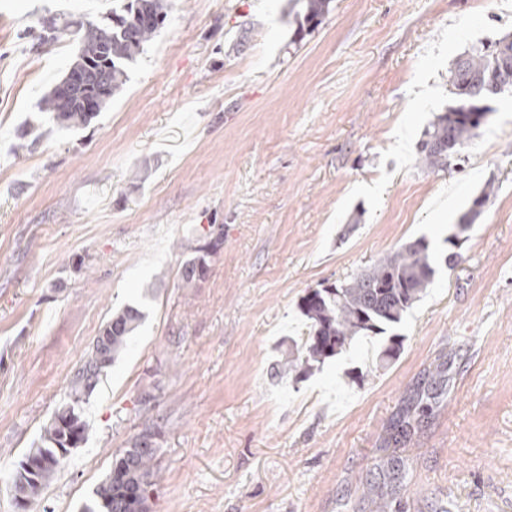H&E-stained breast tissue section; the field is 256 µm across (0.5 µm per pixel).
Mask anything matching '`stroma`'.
Masks as SVG:
<instances>
[{
	"label": "stroma",
	"instance_id": "35a3bbf8",
	"mask_svg": "<svg viewBox=\"0 0 512 512\" xmlns=\"http://www.w3.org/2000/svg\"><path fill=\"white\" fill-rule=\"evenodd\" d=\"M111 7L0 0V512H18L9 474L129 305L144 319L29 512H80L147 428L149 512H512V90L458 167L418 152L455 103L453 61L512 33V0H333L298 43L294 0H173L104 110L60 129L38 104L77 43L31 34ZM213 224L224 245L184 285ZM418 238L436 275L400 324L280 374L309 290ZM393 336L399 356L379 362ZM492 193L493 188L489 185L486 189L482 190L478 195L471 199L467 210L458 219L457 227L460 232L467 231L470 225L475 223L476 219L481 215L484 207L490 200Z\"/></svg>",
	"mask_w": 512,
	"mask_h": 512
}]
</instances>
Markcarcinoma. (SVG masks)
Segmentation results:
<instances>
[{"instance_id":"cac0c4a2","label":"carcinoma","mask_w":512,"mask_h":512,"mask_svg":"<svg viewBox=\"0 0 512 512\" xmlns=\"http://www.w3.org/2000/svg\"><path fill=\"white\" fill-rule=\"evenodd\" d=\"M302 4L303 21L293 42L316 29L330 12L333 0H296ZM169 0H129L104 14L97 21H79L75 34L79 49L70 68L87 75L86 86L67 100L50 90L41 100L39 110L45 119L61 128H84L102 111L127 81L125 64L137 58L144 47L166 25ZM37 45L58 39V28L51 20L41 23L34 35ZM512 70V35L485 42L457 57L451 71L454 106L436 116L419 141L418 151L424 165L431 170H445L451 161L478 135L492 108L486 105L499 92L485 86L486 77L498 67ZM493 193L487 186L474 196L459 217L457 227L465 232L483 212ZM224 245V225H210L205 242L194 249L195 256L182 266L181 278L193 284L205 277L208 258ZM428 245L422 238L403 245L394 254L380 260L369 270L339 283L312 289L301 299L300 310L310 321L308 336L301 342L303 360L285 362L284 370L307 371L342 352L356 336L381 332L383 327L401 322L403 315L433 283ZM144 314L127 306L106 323L86 361L74 374L69 400L42 428L39 440L24 457L46 459L32 472L18 462L11 481L15 493L33 503L54 478L62 463L57 447L68 433L82 443L86 423L82 404L95 389L104 370L112 365L127 347L132 333ZM147 432L135 436L130 446L116 454L120 467L92 492L81 512H146L145 504L154 486V464L158 448L142 446Z\"/></svg>"}]
</instances>
